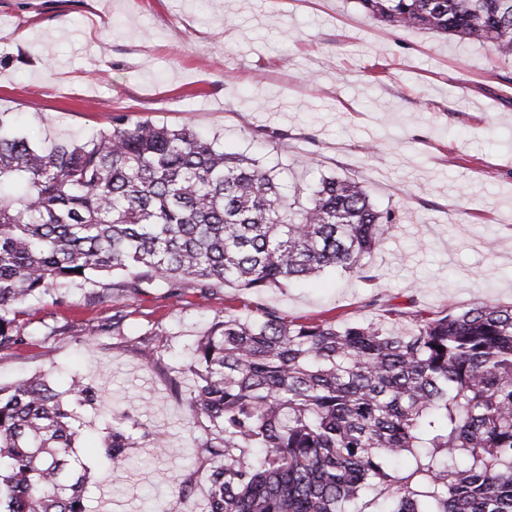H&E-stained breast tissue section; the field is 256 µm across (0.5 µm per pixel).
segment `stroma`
Instances as JSON below:
<instances>
[{"mask_svg":"<svg viewBox=\"0 0 512 512\" xmlns=\"http://www.w3.org/2000/svg\"><path fill=\"white\" fill-rule=\"evenodd\" d=\"M34 140L83 139L124 113L188 126L275 168L289 186L361 182L397 220L368 259L373 280L326 272L289 287L163 289L112 302L93 288L63 309L62 334L0 353V385L35 373L84 378L102 406L165 433L100 462L97 410L81 409L88 512H203L212 466L185 392L173 391L212 316L259 306L297 322L375 320L374 297L426 313L512 303V60L417 29L384 30L355 0H0V113ZM120 330L109 331L115 309ZM104 330L88 337L86 325ZM164 358L139 355L144 340Z\"/></svg>","mask_w":512,"mask_h":512,"instance_id":"stroma-1","label":"stroma"}]
</instances>
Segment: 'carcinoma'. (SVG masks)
Returning a JSON list of instances; mask_svg holds the SVG:
<instances>
[{"instance_id":"obj_1","label":"carcinoma","mask_w":512,"mask_h":512,"mask_svg":"<svg viewBox=\"0 0 512 512\" xmlns=\"http://www.w3.org/2000/svg\"><path fill=\"white\" fill-rule=\"evenodd\" d=\"M386 30L487 45L512 58V0H356ZM395 223L354 180L306 195L259 160L183 127L112 116L110 128L47 149L0 114V351L45 326L29 305L123 279L113 299L158 285L178 303L235 284L286 288L325 270L363 282ZM81 272H76V269ZM396 330L296 323L259 307L215 314L189 362L188 405L217 464L204 512H512V304L478 302ZM79 380L0 387V512H87ZM108 414L105 463L133 436ZM431 449L402 475L392 458Z\"/></svg>"}]
</instances>
